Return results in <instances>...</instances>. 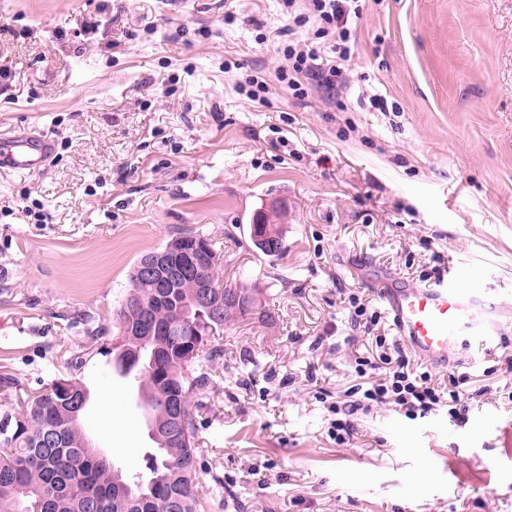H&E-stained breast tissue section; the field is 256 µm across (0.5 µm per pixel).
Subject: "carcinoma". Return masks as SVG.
<instances>
[{
  "label": "carcinoma",
  "mask_w": 512,
  "mask_h": 512,
  "mask_svg": "<svg viewBox=\"0 0 512 512\" xmlns=\"http://www.w3.org/2000/svg\"><path fill=\"white\" fill-rule=\"evenodd\" d=\"M264 233L275 241L274 249L259 243L254 246L270 260L286 250L278 223L280 210L260 211ZM206 249L195 257L199 273L215 277L218 290L231 288L238 295V305L215 311L198 306L193 315L196 335L184 337L199 345V353L189 377H179L171 385L165 379L144 378V371L154 357V344L130 341L127 346L139 359L125 365L122 357H113V366L123 376L138 378V394L146 416H159L164 401L179 399L183 405L187 442L172 448L154 433L156 445L148 455L149 476H129L110 457L99 455L83 445L87 432L84 412L73 418L74 408L68 396L71 388L86 390L81 382L57 378L51 383L19 396L18 408L0 412V512H206V501L199 492L197 479L198 443L191 413L192 400L209 382V364L217 351L210 348L211 338L224 331V325L253 316L261 323L273 322L272 313L261 302L262 290L253 286L226 283L214 271L220 253L208 239ZM196 277L189 274L169 289L159 300L152 289L138 292L148 300L160 324L175 321V311L192 303ZM124 483L131 495L120 498L115 484Z\"/></svg>",
  "instance_id": "obj_1"
}]
</instances>
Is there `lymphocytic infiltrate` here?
I'll use <instances>...</instances> for the list:
<instances>
[{
    "mask_svg": "<svg viewBox=\"0 0 512 512\" xmlns=\"http://www.w3.org/2000/svg\"><path fill=\"white\" fill-rule=\"evenodd\" d=\"M281 6L290 18V37L278 47L285 60L277 72L278 82L296 97L305 96L309 79L335 90L342 63L355 52L359 0H281ZM375 346L376 356L355 360L358 383L329 407L333 418L327 434L336 444H346L357 433L358 414L380 405L411 420L444 405L450 421L466 419V376L433 377L430 371L414 367L403 347L387 343L382 336L376 337Z\"/></svg>",
    "mask_w": 512,
    "mask_h": 512,
    "instance_id": "obj_1",
    "label": "lymphocytic infiltrate"
}]
</instances>
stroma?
<instances>
[{"mask_svg":"<svg viewBox=\"0 0 512 512\" xmlns=\"http://www.w3.org/2000/svg\"><path fill=\"white\" fill-rule=\"evenodd\" d=\"M361 5L341 112L275 83L279 0H0V134L53 145L39 171L0 169V372L27 390L80 380L88 435L144 472L152 443L112 369L113 316L141 255L205 234L220 277L259 285L275 316L212 342L192 407L209 512H512V0ZM252 69L267 104L236 91ZM274 203L287 249L270 261L247 226ZM437 254L501 304L486 350L460 340L431 368L469 376L467 422L376 407L336 446L320 392L356 384L375 336L398 338L369 276L419 285ZM352 293L379 312L372 332L351 327Z\"/></svg>","mask_w":512,"mask_h":512,"instance_id":"obj_1","label":"stroma"}]
</instances>
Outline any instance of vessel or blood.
Instances as JSON below:
<instances>
[{
	"mask_svg": "<svg viewBox=\"0 0 512 512\" xmlns=\"http://www.w3.org/2000/svg\"><path fill=\"white\" fill-rule=\"evenodd\" d=\"M51 145L39 138L0 137V167L32 172L49 158ZM399 337L420 360L447 365L448 354L462 336L477 343L490 338L499 313L496 299L442 279L419 287L392 282L381 290Z\"/></svg>",
	"mask_w": 512,
	"mask_h": 512,
	"instance_id": "vessel-or-blood-1",
	"label": "vessel or blood"
}]
</instances>
